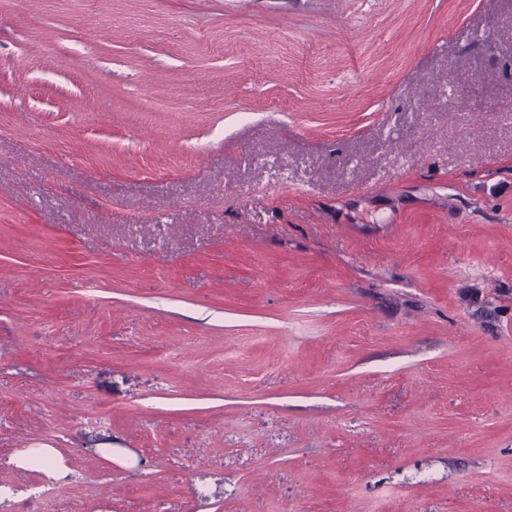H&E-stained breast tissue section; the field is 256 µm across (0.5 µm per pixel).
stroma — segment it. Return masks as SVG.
I'll return each instance as SVG.
<instances>
[{
	"label": "stroma",
	"instance_id": "stroma-1",
	"mask_svg": "<svg viewBox=\"0 0 512 512\" xmlns=\"http://www.w3.org/2000/svg\"><path fill=\"white\" fill-rule=\"evenodd\" d=\"M0 487L512 512V0H0Z\"/></svg>",
	"mask_w": 512,
	"mask_h": 512
}]
</instances>
